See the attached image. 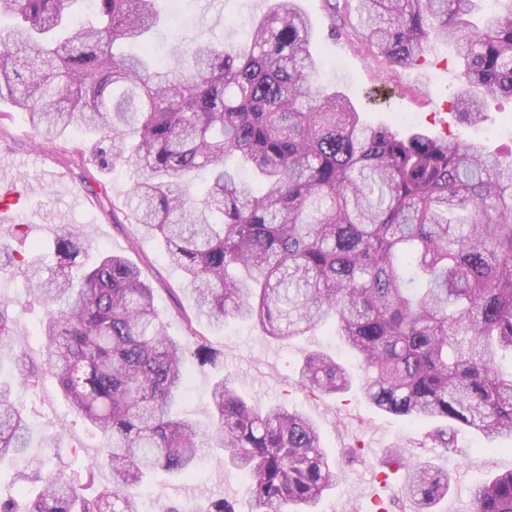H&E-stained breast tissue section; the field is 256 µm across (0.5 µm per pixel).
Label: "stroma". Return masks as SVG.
I'll use <instances>...</instances> for the list:
<instances>
[{
    "instance_id": "35a3bbf8",
    "label": "stroma",
    "mask_w": 512,
    "mask_h": 512,
    "mask_svg": "<svg viewBox=\"0 0 512 512\" xmlns=\"http://www.w3.org/2000/svg\"><path fill=\"white\" fill-rule=\"evenodd\" d=\"M298 3L314 27V48L321 62L319 83L344 92L364 108L368 121L402 132L421 129L478 138L490 151L512 155L511 98L486 97V119L476 126L463 123L451 107L460 73L451 44L428 42L418 66L391 73L361 43L354 8L334 14L325 0ZM179 8L180 20L164 27L155 38L156 52L166 63L174 62L182 44L197 36L236 48L246 46L253 23L262 13L257 0H180ZM0 110L6 114L0 120V175L16 181L25 195L14 220L23 224L27 238L12 241V248L42 245L46 263L54 264L55 227L73 224L81 230L85 265L112 252L125 255L142 269L169 333L196 351L188 361L189 379L175 405L178 415L208 425L209 390L217 379L228 375L247 400L278 401L310 416L320 429L324 449L345 472L324 494L319 512H376L372 502L377 497L384 501L386 512H410L400 496L401 475L386 473L384 462L391 449L416 442H425V458L451 476L448 496L437 504V512H473V488L512 470L511 438L488 446L463 429L455 451L448 452L426 442L433 422L392 416L354 392L338 400L303 388L298 373L307 352L343 354L329 327L278 342L251 324L230 319L218 328L198 326L196 336H188L180 314L193 309L191 287L181 270L168 262L160 244L144 236L126 217L123 203L133 186V171L120 167L104 175L92 166L77 169L69 153L37 136L24 113L3 100ZM98 193L109 197L108 206L98 205L94 199ZM1 302L8 304L14 318L16 352H22L39 374L15 386L14 398L30 423L31 446L23 457L0 464V493L12 492L16 475L43 459L91 477L94 487L109 485L110 470L97 464L100 435L69 411L56 379L42 368L41 312L26 307L22 277L0 278ZM147 490L140 503L142 512H161L169 503L179 505L181 512H205L209 498L216 496L235 502L236 512H255L243 477L225 466L219 450L206 454L192 478L156 471Z\"/></svg>"
}]
</instances>
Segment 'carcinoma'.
<instances>
[{
  "mask_svg": "<svg viewBox=\"0 0 512 512\" xmlns=\"http://www.w3.org/2000/svg\"><path fill=\"white\" fill-rule=\"evenodd\" d=\"M0 0V99L41 138L84 163L135 168L126 206L162 239L195 293L193 324L248 321L284 341L329 324L365 366L359 390L374 408L433 420L452 449L465 427L487 444L512 438V157L475 141L400 134L372 125L344 93L317 84L313 27L297 0H271L246 48L196 38L177 66L149 51L160 0ZM477 0H356L363 44L393 69L417 65L424 43L455 44L461 86L453 108L484 120L481 98L512 97V0L481 26ZM235 155L259 176L241 184ZM207 173L200 199L186 178ZM57 262L0 250L44 309V365L70 410L102 438L112 486L94 497L46 464L32 494L0 495V512H139L156 468L189 478L207 449L246 478L256 512H318L343 477L313 420L278 403L251 405L231 380L210 390L203 428L171 407L187 381L188 347L168 336L154 291L125 256L91 268L81 236L57 228ZM13 319L0 304V352ZM301 383L324 395L353 388L340 359L305 355ZM29 448L28 423L0 386V461ZM411 512H433L451 477L413 448L395 455ZM474 512H512V470L476 487Z\"/></svg>",
  "mask_w": 512,
  "mask_h": 512,
  "instance_id": "1",
  "label": "carcinoma"
}]
</instances>
